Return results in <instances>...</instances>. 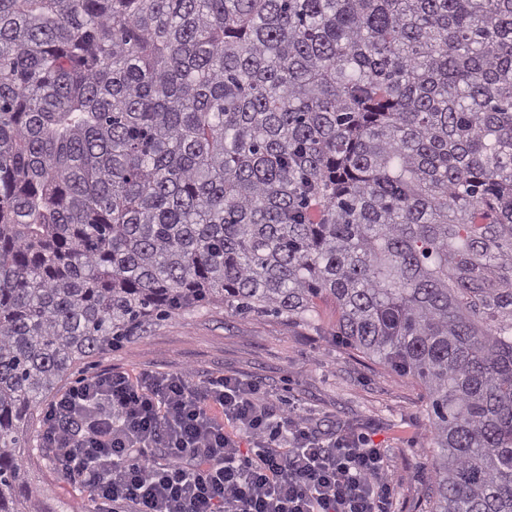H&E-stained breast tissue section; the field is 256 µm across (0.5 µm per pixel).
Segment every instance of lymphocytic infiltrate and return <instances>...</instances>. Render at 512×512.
<instances>
[{
  "label": "lymphocytic infiltrate",
  "mask_w": 512,
  "mask_h": 512,
  "mask_svg": "<svg viewBox=\"0 0 512 512\" xmlns=\"http://www.w3.org/2000/svg\"><path fill=\"white\" fill-rule=\"evenodd\" d=\"M104 370L55 398L43 441L95 500L135 512H385L384 455L310 426L251 378Z\"/></svg>",
  "instance_id": "obj_1"
}]
</instances>
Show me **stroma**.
<instances>
[{"label":"stroma","mask_w":512,"mask_h":512,"mask_svg":"<svg viewBox=\"0 0 512 512\" xmlns=\"http://www.w3.org/2000/svg\"><path fill=\"white\" fill-rule=\"evenodd\" d=\"M320 315V326L313 329L272 316L256 321L214 305L151 322L123 346L86 360L72 376L189 368L199 376L259 378L281 408L297 410L324 428H349L383 448L392 488L389 512H427L425 490L434 469L423 388L337 336L331 304H324ZM18 454L29 491L42 496L48 512H73L90 502L87 489L53 459L25 448Z\"/></svg>","instance_id":"35a3bbf8"}]
</instances>
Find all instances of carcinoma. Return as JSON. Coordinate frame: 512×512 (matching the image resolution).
<instances>
[{
  "mask_svg": "<svg viewBox=\"0 0 512 512\" xmlns=\"http://www.w3.org/2000/svg\"><path fill=\"white\" fill-rule=\"evenodd\" d=\"M214 302L331 303L430 512H512V0H0V512L28 411Z\"/></svg>",
  "mask_w": 512,
  "mask_h": 512,
  "instance_id": "1",
  "label": "carcinoma"
}]
</instances>
